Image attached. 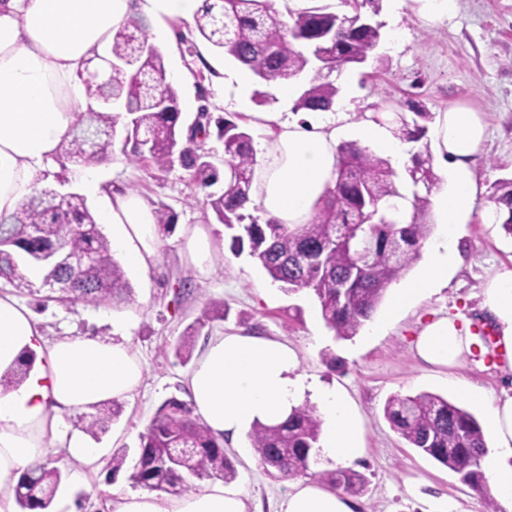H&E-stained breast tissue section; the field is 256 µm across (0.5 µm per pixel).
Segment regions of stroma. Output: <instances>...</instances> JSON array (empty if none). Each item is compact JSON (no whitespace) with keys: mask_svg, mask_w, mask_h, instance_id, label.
I'll list each match as a JSON object with an SVG mask.
<instances>
[{"mask_svg":"<svg viewBox=\"0 0 512 512\" xmlns=\"http://www.w3.org/2000/svg\"><path fill=\"white\" fill-rule=\"evenodd\" d=\"M361 11L382 23L383 37L366 63L345 67L335 77L338 94L327 118L337 131V142L357 140L361 121L388 111L404 112L409 100L433 114L466 104L481 112L488 125L473 171L477 196L466 223L457 228L464 264L449 271L447 285L417 300L378 334L365 327L351 339L335 338L315 317L318 303L308 292L282 289L247 255L232 253L227 229L216 232L221 256L214 259L208 275H199L188 263L179 228L214 223L204 201L208 192H222V184L205 190L192 182L180 163L161 169L148 160L129 161L119 155L95 168V176L137 192L152 207H168L177 226L159 238L158 257L147 271L127 270L131 290L125 300L97 306L48 301L28 286L1 282L0 292L30 307L50 339L87 333L109 336L113 320L121 321L122 332L144 367L143 380L131 399L121 401L119 417L95 442L109 452L127 449L128 467L135 465L140 436L160 406L172 397L188 400L190 368L179 362L174 348L185 327L205 306L216 303L225 305L229 314L207 322L195 338V351L221 334L280 339L296 349L305 374L345 388L356 402L367 455L355 468L368 479L366 489L354 498L359 512H426L427 497L440 495L456 504L458 512H489L491 495L474 493L456 474L410 448L385 418L384 405L390 397L423 391L456 400L450 383L454 377L496 396L512 378V368L492 357L480 339L457 369L425 370L412 352L417 332L436 315L459 316L474 335L492 326V318L481 307L483 285L499 270L512 269V237L483 219L493 205L497 182L512 177V0H460L459 15L450 26H427L410 5L399 7L394 0H365ZM145 24L147 39L161 49L166 74L184 105L183 124L191 125L203 105L213 117H235L250 129L255 149H262L269 134L256 126L253 114L284 111L275 85L262 88L267 104L252 97L237 102L228 84L236 62L200 37L193 23L149 17ZM183 279L190 289L174 297L173 287ZM224 448L237 470L233 485L250 512H278L290 481L273 478L263 469L247 435L225 441ZM46 458L64 475L55 503H69L77 512H112L113 491L134 489L126 472L107 482L105 471L84 470L65 460L62 449L49 450Z\"/></svg>","mask_w":512,"mask_h":512,"instance_id":"stroma-1","label":"stroma"}]
</instances>
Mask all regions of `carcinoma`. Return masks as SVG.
<instances>
[{
    "mask_svg": "<svg viewBox=\"0 0 512 512\" xmlns=\"http://www.w3.org/2000/svg\"><path fill=\"white\" fill-rule=\"evenodd\" d=\"M349 18L321 7L285 16L271 0H203L194 23L208 43L247 67L259 83L303 79L295 109L315 112L333 105L338 89L331 76L336 68L366 62L380 41L382 25L354 29ZM142 35L138 21L117 29L111 55L123 67L105 79L89 74L84 79L89 97H110L123 114L106 107L80 113L61 145V155L84 168L107 162L117 152L137 159L147 155L162 169L177 156L192 171L194 182L208 188L217 181L216 168L201 147L183 144L194 136L183 137L178 91L166 80L162 52L146 45ZM122 117L124 140L118 150L111 132ZM203 117L206 124L200 129L207 134L216 127L228 165L222 192L207 195V204L232 232L233 253L247 254L287 290L310 292L319 302L325 326L337 338L355 336L389 286L421 258L423 242L432 231L428 217L441 179L430 151L414 154L401 179L388 159L355 141L343 142L336 149L335 186L312 221L293 227L272 221L261 224L250 207L256 164L252 134L231 119L214 120L206 113ZM429 119L428 112L417 111L410 118L398 113L392 132L418 142L427 132L422 122ZM494 202L503 229L511 235L512 179L498 183ZM361 240L372 246L364 263L356 257ZM60 252L69 254L71 263L43 273L46 298L93 305L120 299L129 288L86 199L77 193L62 197L49 187L36 186L19 212L0 216V279L22 282L20 264L43 269V260ZM216 318H224V306L203 310L187 327L175 347L181 363L191 359V337ZM31 361L29 357L1 375L0 386L22 383ZM384 413L411 447L456 473L474 491H483L487 444L470 411L438 394L422 392L390 398ZM114 414L112 406H101L79 417L81 429L95 436L105 431V421ZM320 436L321 421L307 404L294 408L280 424L255 422L249 432L251 447L268 474L282 479L307 474ZM179 448L192 452L179 458ZM126 459L127 449H115L105 470L118 475ZM191 476L231 482L237 471L193 408L170 399L141 435L138 462L128 480L150 491L180 496ZM317 479L345 493H360L368 483L363 473L350 468L321 472ZM61 482L57 468L37 462L17 484L16 503L22 512H46Z\"/></svg>",
    "mask_w": 512,
    "mask_h": 512,
    "instance_id": "obj_1",
    "label": "carcinoma"
}]
</instances>
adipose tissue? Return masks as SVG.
<instances>
[{
	"label": "adipose tissue",
	"mask_w": 512,
	"mask_h": 512,
	"mask_svg": "<svg viewBox=\"0 0 512 512\" xmlns=\"http://www.w3.org/2000/svg\"><path fill=\"white\" fill-rule=\"evenodd\" d=\"M201 0H0V215L20 210L32 186L55 165L59 146L89 101L80 79L90 60L102 54L113 32L133 15L193 19ZM260 126L277 134L264 144L253 204L280 224L308 223L336 179V130L321 113L295 116L259 112ZM487 127L481 112L457 104L438 113L430 149L446 168L447 186L437 201L443 239L427 251L422 272L393 288L387 323L397 321L416 300L430 295L461 266L456 227L472 211L477 186L472 170ZM362 144L404 168L410 146L374 121L359 126ZM90 191L103 198L100 221L113 225L115 250L125 252L137 269L157 258L153 209L137 194L118 191L83 176ZM184 254L207 273L216 246L213 226H185ZM483 310L494 320L499 342L512 365V269L489 278ZM474 337L456 319L437 316L418 332L413 352L429 370L463 365ZM35 361L25 381L0 388V512H17L14 489L24 471L49 448H65L68 459L99 469L102 451L84 432L70 428V412L131 398L143 367L126 336H62L46 339L34 312L12 295H0V374L13 370L23 353ZM194 412L217 437H236L254 422L285 421L302 399L317 403L323 418L320 445L337 463L351 466L365 456L361 416L349 395L302 372L299 355L287 342L248 334L214 336L188 374ZM459 396L486 413L492 444L484 458L486 490L512 512V394L488 398L459 380ZM342 491L304 479L292 483L282 512H355ZM112 512H247L239 490L214 484L166 497L143 490L115 493Z\"/></svg>",
	"instance_id": "adipose-tissue-1"
}]
</instances>
